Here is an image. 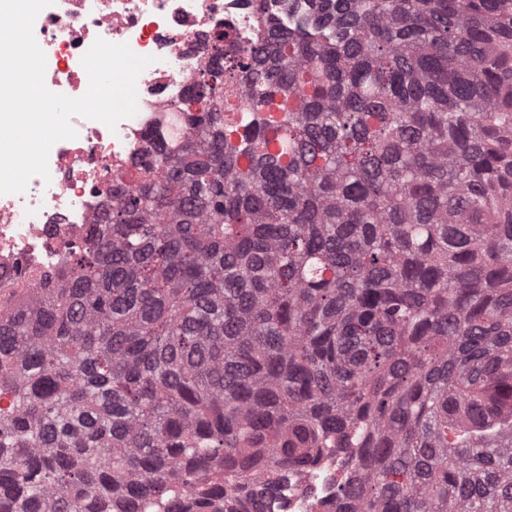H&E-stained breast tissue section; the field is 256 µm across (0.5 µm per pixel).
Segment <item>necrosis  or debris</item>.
<instances>
[{"mask_svg": "<svg viewBox=\"0 0 512 512\" xmlns=\"http://www.w3.org/2000/svg\"><path fill=\"white\" fill-rule=\"evenodd\" d=\"M253 0H55L34 22L46 58L44 81L73 98L88 89L81 59L96 39L127 44L153 62L137 78V112L116 129L72 117L76 138L49 151V179L33 177L20 194L0 195V300L43 274L67 269L71 250L112 207V188L158 120L176 118L212 54V35L232 29L239 44L254 36ZM340 455L317 468L289 471L263 512H323L349 475Z\"/></svg>", "mask_w": 512, "mask_h": 512, "instance_id": "4bbe7bcc", "label": "necrosis or debris"}]
</instances>
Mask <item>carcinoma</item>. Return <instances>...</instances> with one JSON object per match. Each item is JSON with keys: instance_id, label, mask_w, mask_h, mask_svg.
Returning <instances> with one entry per match:
<instances>
[{"instance_id": "obj_1", "label": "carcinoma", "mask_w": 512, "mask_h": 512, "mask_svg": "<svg viewBox=\"0 0 512 512\" xmlns=\"http://www.w3.org/2000/svg\"><path fill=\"white\" fill-rule=\"evenodd\" d=\"M310 2L0 310V512H512V0ZM336 453L311 470H288L276 492L266 498L264 512H324L320 503L331 507L336 493V481L349 475L350 468L341 462Z\"/></svg>"}]
</instances>
